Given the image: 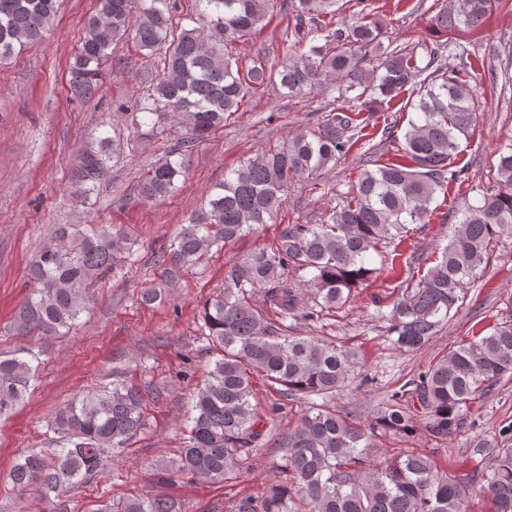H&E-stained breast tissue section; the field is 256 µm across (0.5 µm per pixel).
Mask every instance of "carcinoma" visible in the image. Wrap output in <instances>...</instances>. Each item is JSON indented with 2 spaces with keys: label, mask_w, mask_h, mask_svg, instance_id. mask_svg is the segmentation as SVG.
Listing matches in <instances>:
<instances>
[{
  "label": "carcinoma",
  "mask_w": 512,
  "mask_h": 512,
  "mask_svg": "<svg viewBox=\"0 0 512 512\" xmlns=\"http://www.w3.org/2000/svg\"><path fill=\"white\" fill-rule=\"evenodd\" d=\"M57 2L0 0V60L44 40ZM276 2L197 0L202 26L183 31L166 48L153 92L136 104V111L185 130L179 150L141 179L139 195L147 201L171 195L192 146L239 111L252 89L275 83L298 96L339 82L347 93L359 90L352 97L359 105L334 108L316 129L244 160L181 227L165 259L169 279L245 229L274 220L292 183L316 178L348 154L363 131L360 112L367 104L390 102L410 88L419 118L404 134L405 161L363 169L327 223L287 227L272 248L239 260L230 285L205 306L202 335L215 360L186 413L188 434L178 459L162 472L167 481L190 475L229 484L240 477L274 428L271 417L252 403L254 375L279 386L285 398H326L344 387L358 368L356 354L312 336L280 333L254 305V295L264 291L282 320L296 316L306 291L315 304L305 314L310 321L343 308L375 273L366 265L369 252L379 251L409 224L428 223L436 194L447 180L461 178L448 166L460 138L468 137L476 122L479 96L467 73L436 67V49L420 67L413 56L384 46L378 19L332 27L340 0H288L295 20L288 57L272 65L257 59L241 72L231 47L264 25ZM497 3L449 0L435 24L450 34L476 29ZM176 8L177 0H150L138 11L134 0H97L69 63L72 91L84 97L96 93L115 40L130 38L142 50L159 49ZM374 60L378 66L367 68ZM117 151L106 138L90 143L78 181L95 182ZM497 181V189L478 204L460 209L441 258L408 282L393 303L386 320L395 348L414 351L433 338L488 264L493 243L512 236V144L499 156ZM126 241L118 225H92L74 242L60 228L30 268L35 289L14 315L16 334L57 336L70 330L87 308V288L112 272ZM291 271L310 278L301 283L289 277ZM38 371L39 356L30 348L0 354V417L25 399ZM507 377L512 378V320L448 350L392 391L365 424L312 401L282 440L279 469L285 479L260 496L238 497L229 512H470L475 490L490 503L489 512H512V424L499 427L494 443L470 449L472 467L466 473L441 472L429 456L412 451L395 458L376 454L386 436L409 439L423 430L442 441L456 435L476 400ZM144 426L140 388L115 379L59 407L50 424L57 447L24 455L10 471L11 483L24 499L32 494L41 501H67L102 473L109 453L129 447ZM96 512H181V505L166 497H133L104 502Z\"/></svg>",
  "instance_id": "carcinoma-1"
}]
</instances>
